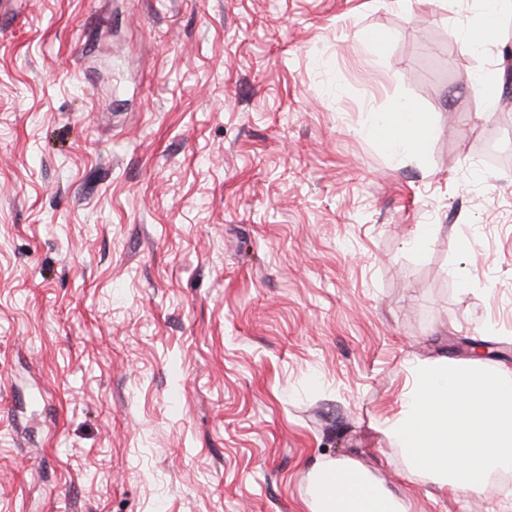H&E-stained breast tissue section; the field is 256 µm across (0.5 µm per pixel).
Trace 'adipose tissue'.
<instances>
[{
    "label": "adipose tissue",
    "mask_w": 512,
    "mask_h": 512,
    "mask_svg": "<svg viewBox=\"0 0 512 512\" xmlns=\"http://www.w3.org/2000/svg\"><path fill=\"white\" fill-rule=\"evenodd\" d=\"M508 12L512 0H482L480 20L465 32L468 45L490 43ZM368 133L387 151L417 157L431 129L420 113L398 103L375 118ZM387 431L399 441L409 471L428 474L438 494L466 501L492 473L512 471V372L476 359L411 362ZM313 472L310 512H408V489L383 488L357 462L318 463Z\"/></svg>",
    "instance_id": "1"
}]
</instances>
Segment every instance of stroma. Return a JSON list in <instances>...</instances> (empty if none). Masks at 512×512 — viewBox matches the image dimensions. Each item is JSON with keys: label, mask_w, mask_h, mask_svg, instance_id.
I'll return each instance as SVG.
<instances>
[{"label": "stroma", "mask_w": 512, "mask_h": 512, "mask_svg": "<svg viewBox=\"0 0 512 512\" xmlns=\"http://www.w3.org/2000/svg\"><path fill=\"white\" fill-rule=\"evenodd\" d=\"M480 0H12L0 11V512H308L356 461L460 510L382 421L405 363L512 369V71ZM373 33L375 53L357 38ZM399 102L419 157L363 129ZM506 12L512 13L511 0H483L480 20L466 29V41L472 48H482L493 40Z\"/></svg>", "instance_id": "1"}]
</instances>
